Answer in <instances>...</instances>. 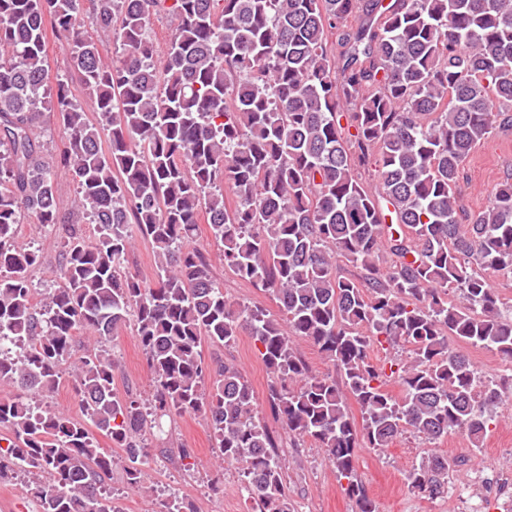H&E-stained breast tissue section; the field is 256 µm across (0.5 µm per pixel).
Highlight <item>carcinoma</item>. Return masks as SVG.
I'll return each mask as SVG.
<instances>
[{
  "instance_id": "carcinoma-1",
  "label": "carcinoma",
  "mask_w": 512,
  "mask_h": 512,
  "mask_svg": "<svg viewBox=\"0 0 512 512\" xmlns=\"http://www.w3.org/2000/svg\"><path fill=\"white\" fill-rule=\"evenodd\" d=\"M166 12L178 23L158 65L150 24ZM47 21L71 46L53 86ZM103 38L118 46L110 59ZM0 56V385L13 388L0 397L11 431L0 482L21 480L41 512H124L105 496L114 459L92 430L129 449L125 483L148 492L157 420L190 414L240 465L258 512H296L252 386L202 357V340L227 347L243 334L258 345L271 414L325 450L357 512H378L355 473L361 445L406 431L479 445L504 391L448 338L512 364V314L487 275L512 277V182L477 213L460 193L466 159L512 106V0H0ZM46 112L66 135L60 160L92 240L60 215L39 141ZM369 167L374 189L359 177ZM27 216L65 239L58 282L38 302L30 272L42 256L16 239ZM202 218L224 267L272 293L279 315L224 296L190 246ZM136 237L151 246L154 287L124 269ZM340 257L361 275H343ZM129 319L154 381L145 402L113 387L106 343ZM79 331L93 339L72 370L84 422L31 397L54 390ZM297 339L342 383L314 373ZM384 344L408 356L373 362ZM456 464L429 454L407 486L439 497Z\"/></svg>"
}]
</instances>
